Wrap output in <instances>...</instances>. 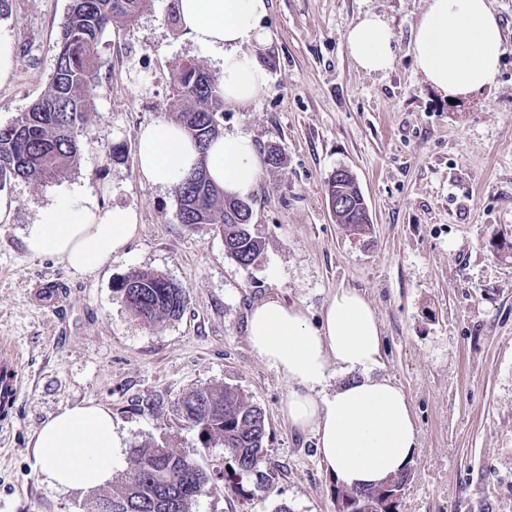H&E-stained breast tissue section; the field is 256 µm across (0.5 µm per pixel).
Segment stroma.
<instances>
[{
  "instance_id": "1",
  "label": "stroma",
  "mask_w": 512,
  "mask_h": 512,
  "mask_svg": "<svg viewBox=\"0 0 512 512\" xmlns=\"http://www.w3.org/2000/svg\"><path fill=\"white\" fill-rule=\"evenodd\" d=\"M172 0H150L99 49L100 81L81 133L80 158L63 176L0 191V340L20 354L23 386L0 409V512H92L125 478L132 448L152 441L208 464L222 458L177 415L193 388L231 386L266 414L268 489L242 501L199 498L193 512H336V480L313 434L281 414L287 379L252 351L246 319L257 304L298 305L317 324L340 288L361 291L383 336L376 375L400 385L413 408L418 448L399 512H512V0H491L504 37L496 85L448 102L416 70L413 30L426 0H269L270 43L255 54L266 85L249 107H225L226 134L276 146L249 198L265 242L244 266L213 224H184L171 187L141 179L140 130L166 119L172 65L190 59L215 81L220 55L202 54ZM0 43L15 65L0 83V125L46 90L70 0H10ZM388 23L395 61L358 70L345 32L364 13ZM121 148L122 159L112 156ZM348 168L368 204L362 236L337 224L327 182ZM133 209L138 232L99 268L77 273L28 251V224L57 201ZM133 269L182 286L177 319L150 327L117 289ZM108 409L126 445L111 480L61 491L32 467V440L61 409Z\"/></svg>"
}]
</instances>
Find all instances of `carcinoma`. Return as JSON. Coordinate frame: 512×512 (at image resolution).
I'll use <instances>...</instances> for the list:
<instances>
[{
	"label": "carcinoma",
	"mask_w": 512,
	"mask_h": 512,
	"mask_svg": "<svg viewBox=\"0 0 512 512\" xmlns=\"http://www.w3.org/2000/svg\"><path fill=\"white\" fill-rule=\"evenodd\" d=\"M148 0H71L56 42L55 65L43 95L11 123L0 126V190L15 179L35 186L63 175L81 154L79 133L92 109L93 89L99 80V45L120 22H131ZM173 91L163 111L203 148L221 135L218 116L224 112L219 85L192 60L173 64ZM331 192L341 191L353 207L339 218L355 234L367 229L358 221L363 212L361 191L353 178L328 180ZM183 224H217L229 240L228 254L250 265L264 251L262 239L232 223L224 191L204 176L189 175L173 186ZM135 280V287H125ZM127 310L138 320L155 326L180 317L186 295L164 274L130 271L119 284ZM178 416L198 429L205 443L224 446L225 461L203 466L174 448L159 444L130 450L127 475L116 493L96 502H112L113 512H192L203 496L230 492L249 501L267 486L264 470L266 415L264 410L230 386H201L182 397ZM344 499L382 498L378 487L336 488Z\"/></svg>",
	"instance_id": "obj_1"
}]
</instances>
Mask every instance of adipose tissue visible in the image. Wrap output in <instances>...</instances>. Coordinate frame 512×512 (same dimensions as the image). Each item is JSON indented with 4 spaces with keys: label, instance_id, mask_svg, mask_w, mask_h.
Listing matches in <instances>:
<instances>
[{
    "label": "adipose tissue",
    "instance_id": "1",
    "mask_svg": "<svg viewBox=\"0 0 512 512\" xmlns=\"http://www.w3.org/2000/svg\"><path fill=\"white\" fill-rule=\"evenodd\" d=\"M268 9V0H179L181 24L198 49L223 56L226 103L249 106L266 84L251 50L271 39L262 25ZM345 42L365 72L387 71L394 61L393 36L377 14L360 17ZM502 48L501 23L490 0H427L415 26L417 70L456 100L496 84ZM136 160L141 177L168 186L205 164L225 194L242 199L254 191L261 168L251 137H218L202 154L180 125L167 120L141 130ZM137 230L132 210L103 211L93 203L61 200L39 212L26 244L33 254L53 255L81 273L120 253ZM246 330L256 356L288 381L283 416L295 430L314 435L337 482L373 486L409 467L417 447L413 410L399 386L374 374L382 358L380 322L361 292L339 289L315 328L300 307L269 300L253 308ZM333 378L338 384L332 389ZM124 445L107 409L76 405L42 424L33 467L52 487L91 490L111 480L114 451Z\"/></svg>",
    "mask_w": 512,
    "mask_h": 512
}]
</instances>
